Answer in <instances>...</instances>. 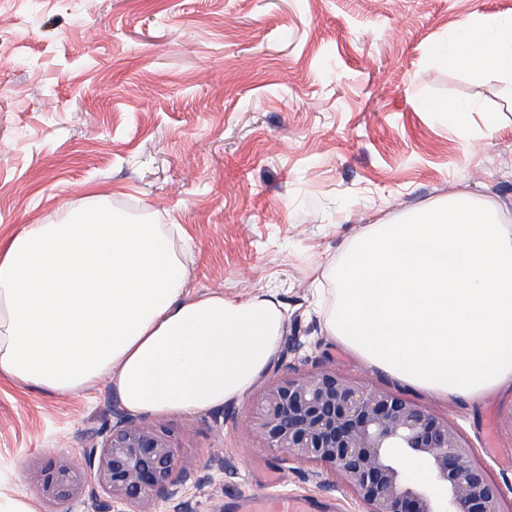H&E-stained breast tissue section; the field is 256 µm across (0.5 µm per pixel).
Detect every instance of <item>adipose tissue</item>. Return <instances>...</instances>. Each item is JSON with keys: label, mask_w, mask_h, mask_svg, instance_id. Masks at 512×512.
<instances>
[{"label": "adipose tissue", "mask_w": 512, "mask_h": 512, "mask_svg": "<svg viewBox=\"0 0 512 512\" xmlns=\"http://www.w3.org/2000/svg\"><path fill=\"white\" fill-rule=\"evenodd\" d=\"M436 63L512 91V19L464 22ZM161 225L101 205L0 240V376L66 393L108 378L134 412L242 398L285 331L272 295L185 298ZM323 278L327 332L408 386L464 401L512 387V226L464 193L375 224Z\"/></svg>", "instance_id": "obj_1"}]
</instances>
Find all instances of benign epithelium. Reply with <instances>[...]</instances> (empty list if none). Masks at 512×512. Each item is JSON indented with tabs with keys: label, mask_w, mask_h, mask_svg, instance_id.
Here are the masks:
<instances>
[{
	"label": "benign epithelium",
	"mask_w": 512,
	"mask_h": 512,
	"mask_svg": "<svg viewBox=\"0 0 512 512\" xmlns=\"http://www.w3.org/2000/svg\"><path fill=\"white\" fill-rule=\"evenodd\" d=\"M102 441L91 438L80 461L61 456L34 472L43 498L84 512L105 496L123 512H146L174 499L180 485L212 483L213 475L182 464L174 435L113 409ZM252 430L265 448L290 463L324 464L363 512H512V485L495 479L461 430L447 418L387 390L331 370L270 384L256 405ZM426 470L413 480L408 464Z\"/></svg>",
	"instance_id": "benign-epithelium-1"
}]
</instances>
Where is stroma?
Returning <instances> with one entry per match:
<instances>
[{
    "mask_svg": "<svg viewBox=\"0 0 512 512\" xmlns=\"http://www.w3.org/2000/svg\"><path fill=\"white\" fill-rule=\"evenodd\" d=\"M485 17L512 18V0H0V236L103 196L168 225L187 296L272 292L301 344L240 401L143 413L191 468L223 456L214 483L182 487L193 512H233L263 461L283 488L361 512L327 467L282 466L249 428L265 386L319 367L448 417L512 481V390L466 404L400 383L327 333L314 290L370 225L450 194L512 222V104L494 75L427 61ZM119 402L105 378L68 393L0 378V492L64 512L32 474L107 431Z\"/></svg>",
    "mask_w": 512,
    "mask_h": 512,
    "instance_id": "obj_1",
    "label": "stroma"
}]
</instances>
